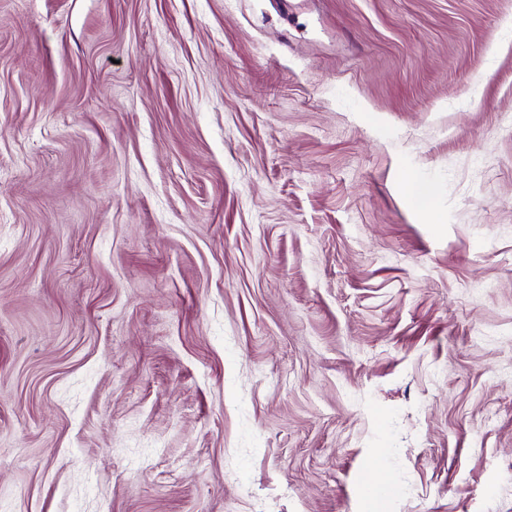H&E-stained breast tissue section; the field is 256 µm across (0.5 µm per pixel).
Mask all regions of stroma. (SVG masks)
Returning <instances> with one entry per match:
<instances>
[{"mask_svg": "<svg viewBox=\"0 0 512 512\" xmlns=\"http://www.w3.org/2000/svg\"><path fill=\"white\" fill-rule=\"evenodd\" d=\"M1 499L512 512V0H0Z\"/></svg>", "mask_w": 512, "mask_h": 512, "instance_id": "stroma-1", "label": "stroma"}]
</instances>
